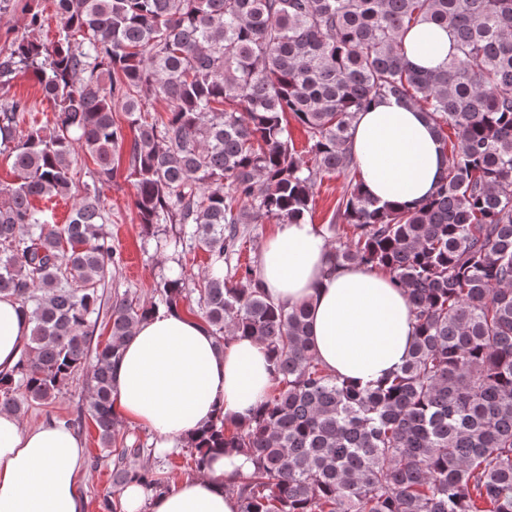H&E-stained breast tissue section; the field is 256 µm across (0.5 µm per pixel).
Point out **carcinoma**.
<instances>
[{
    "mask_svg": "<svg viewBox=\"0 0 512 512\" xmlns=\"http://www.w3.org/2000/svg\"><path fill=\"white\" fill-rule=\"evenodd\" d=\"M47 45L18 36L0 50V155L16 180L0 184V295L30 321L17 365L0 375V411L20 418L51 404L88 360L99 286L120 263L95 186L66 224L33 200L66 196L70 157L94 159L96 179L117 173L128 145L140 224H177L156 251L201 247L209 264L194 287L180 260L157 300H112L111 334L95 351L88 416L99 443H115L112 368L138 323L185 309L211 330L266 347L273 387L247 419L219 416L187 444V466L232 450L252 464L226 490L240 512H512V0H56ZM422 23L448 31L452 53L426 69L405 57ZM37 79L52 126L21 123L11 93ZM150 90L166 117L142 108ZM394 98L420 107L447 159L430 196L398 207L367 196L352 138L360 112ZM134 135L126 140L115 107ZM304 128L297 150L289 121ZM456 143L448 146L446 128ZM347 181L327 238L336 265L387 273L405 290L417 337L392 376L359 384L329 374L310 342L308 310L274 301L239 255L243 225L312 216L325 177ZM197 294L198 309L186 306ZM125 448L112 468L157 496L169 477Z\"/></svg>",
    "mask_w": 512,
    "mask_h": 512,
    "instance_id": "carcinoma-1",
    "label": "carcinoma"
}]
</instances>
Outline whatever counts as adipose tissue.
I'll list each match as a JSON object with an SVG mask.
<instances>
[{
	"mask_svg": "<svg viewBox=\"0 0 512 512\" xmlns=\"http://www.w3.org/2000/svg\"><path fill=\"white\" fill-rule=\"evenodd\" d=\"M403 44L407 59L422 68L441 66L452 49L447 32L427 23ZM353 151L366 190L383 203L421 199L445 166L422 110L392 98L359 114ZM260 278L274 299L306 305L314 353L328 373L367 384L408 359L415 320L404 290L385 273L334 265L315 225L281 224L261 247ZM29 333L19 303L0 296V373L15 367ZM272 386L267 351L257 339L237 336L219 350L201 319L162 309L136 326L114 367L113 410L120 420L151 431L157 451L168 454L216 414L229 421L248 417ZM83 462L84 445L63 422L24 427L1 412L0 512H85ZM250 470L244 455L219 454L204 475L161 495L126 485L120 512H238V500L224 484Z\"/></svg>",
	"mask_w": 512,
	"mask_h": 512,
	"instance_id": "1",
	"label": "adipose tissue"
}]
</instances>
